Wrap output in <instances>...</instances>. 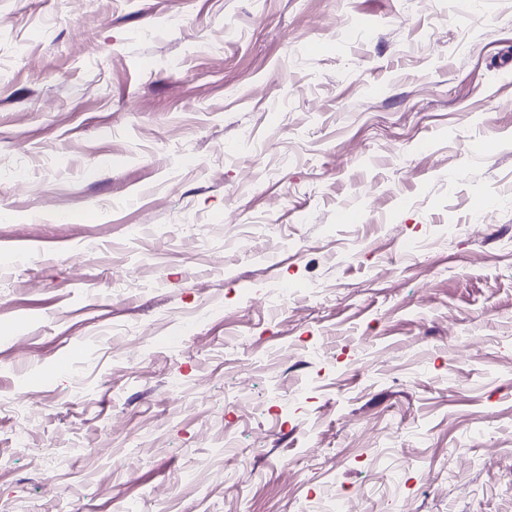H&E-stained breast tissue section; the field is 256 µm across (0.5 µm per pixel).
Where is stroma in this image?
<instances>
[{"mask_svg": "<svg viewBox=\"0 0 512 512\" xmlns=\"http://www.w3.org/2000/svg\"><path fill=\"white\" fill-rule=\"evenodd\" d=\"M342 495L512 512V0H0V512Z\"/></svg>", "mask_w": 512, "mask_h": 512, "instance_id": "obj_1", "label": "stroma"}]
</instances>
